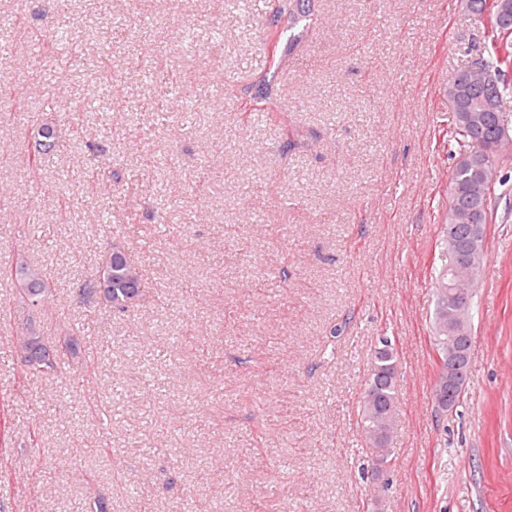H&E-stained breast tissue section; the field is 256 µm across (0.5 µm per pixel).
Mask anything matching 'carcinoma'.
<instances>
[{
	"mask_svg": "<svg viewBox=\"0 0 512 512\" xmlns=\"http://www.w3.org/2000/svg\"><path fill=\"white\" fill-rule=\"evenodd\" d=\"M468 11L478 21L484 23L487 43L472 57L469 66L457 70L450 81L455 88V106L452 112H468L486 95L492 93L502 100L512 97V11L497 16L494 0H466ZM272 15L276 25L267 35L269 69H277L281 59L277 50L282 34L303 24L302 33L315 30L318 16L297 12L294 0H271ZM67 53L74 51L72 32L65 27H56L46 39L42 50L57 53L61 49ZM272 99L266 93L249 97H239L236 109L241 112L244 123L268 121L273 118ZM448 145L457 155L456 163L448 177V198L442 218V251L440 265L434 268L433 288L436 290V307L433 320V345L437 356L448 360V318L452 309L448 307L447 286L452 274L448 267V241L466 243L470 237L468 212L483 210L484 222L492 223L490 209L495 193L497 172L480 161L478 152L489 150L504 159L508 146L498 141V121L490 115L483 126V134L451 119L448 131ZM59 134L52 122L42 124L34 136L28 166L36 170L44 156L57 150ZM0 278L12 281L15 298L32 312L47 310L57 290L55 279L41 268L31 265L25 258L18 259L9 267H0ZM77 295L85 298L97 296L110 310L127 313L133 310L145 295V283L131 253L121 244H112L101 256L93 274L80 284ZM19 352L26 354L20 364L22 381L42 376H55L62 372L61 361L88 368L91 361L81 339L66 331L55 338L52 348H47L44 337L29 324L26 331L17 337ZM398 356L391 340L382 336L375 343L369 368L366 387L363 392L359 427L369 441L381 430L385 434L393 432L397 410Z\"/></svg>",
	"mask_w": 512,
	"mask_h": 512,
	"instance_id": "1",
	"label": "carcinoma"
}]
</instances>
